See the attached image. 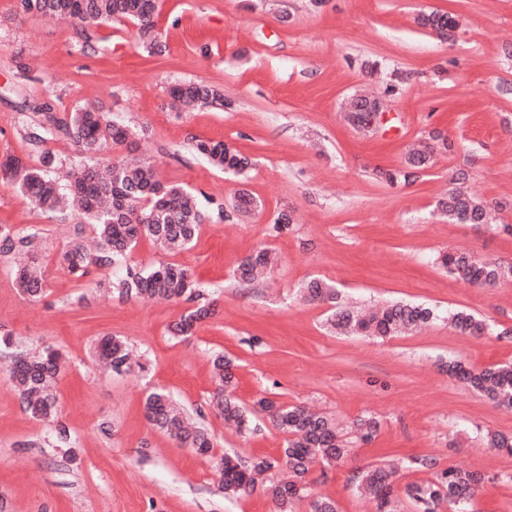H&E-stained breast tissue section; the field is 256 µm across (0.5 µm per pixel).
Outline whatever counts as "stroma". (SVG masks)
<instances>
[{
    "mask_svg": "<svg viewBox=\"0 0 512 512\" xmlns=\"http://www.w3.org/2000/svg\"><path fill=\"white\" fill-rule=\"evenodd\" d=\"M422 11L453 15L451 38L420 28ZM156 29L158 55L129 21L105 29L107 50L84 52L79 26L0 0V156L32 154L22 128L30 106L71 112L94 103L131 128L136 157L165 182L228 209L242 188L258 202L249 216L205 222L182 252L147 238L133 249L131 262L141 267H189L214 302L212 318L176 337L170 327L190 302L119 296L108 284L123 272L112 267L73 277L62 254L76 236H91V226L75 212H42L0 182V224L38 229L34 253L45 276L44 296L23 299L0 256V360L47 346L66 358L53 386L57 415L46 421L25 413L0 369V512H275L263 490L224 492V454L276 456L285 436L263 414L253 431L225 427L208 404L215 352L234 361L245 404L267 395L343 425L379 420L373 442L310 473L315 493L333 499L337 512H376L348 480L354 467L387 462L398 485L429 481L431 471L410 468L415 457L481 472L476 512H512V456L483 442L490 431L512 434V409L441 368L451 360L512 363V282L480 287L435 262L440 252L464 250L512 263V0H158ZM184 80L216 86L230 108L173 105L167 90ZM369 92L387 101L386 119L360 132L344 106ZM435 129L451 142L448 154L412 183L379 178ZM199 139L225 141L251 158L246 177L195 153ZM459 172L478 198L505 202L496 224L434 215ZM282 212L293 222L273 232ZM261 245L277 265L256 286H239L234 268ZM314 277L350 303L462 308L488 329L463 336L436 320L382 343L339 335L326 323L330 304L298 293ZM105 336L131 344L137 366L101 369L92 349ZM156 390L208 429L210 456L152 428L144 402ZM61 426L69 444L57 439Z\"/></svg>",
    "mask_w": 512,
    "mask_h": 512,
    "instance_id": "1",
    "label": "stroma"
}]
</instances>
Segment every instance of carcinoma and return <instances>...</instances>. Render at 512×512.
<instances>
[{
  "label": "carcinoma",
  "instance_id": "carcinoma-1",
  "mask_svg": "<svg viewBox=\"0 0 512 512\" xmlns=\"http://www.w3.org/2000/svg\"><path fill=\"white\" fill-rule=\"evenodd\" d=\"M21 7L45 19H71L81 27V49L92 48L95 30L112 21H131L138 27L140 39L156 53L161 43L155 31L156 0H21ZM418 24L445 37L456 28L453 16L444 12L422 13ZM177 105L200 104L222 109L224 95L216 87L203 81H183L169 89ZM28 142L38 148L37 162L9 155L0 163V179L27 196L39 209L57 213L64 201H71L85 223L92 224L97 234L95 251H88L76 241L65 252L64 262L70 273L83 277L92 266L126 267V278L118 283L119 294L170 300L185 297L201 304L187 316L174 323L171 331L179 336L189 335L194 323L214 314L212 303L203 300V291L188 268L177 263H160L145 271L127 266L128 255L137 241L147 236L161 248L179 252L186 249L199 233L207 218L216 222L230 219L221 204L210 212L202 209L200 199L180 185L165 184L153 166L146 162L112 161L103 164L95 157L101 145L114 148L130 147L132 133L127 126L108 117L100 108L79 109L74 112H55L51 105L42 103L32 107V113L23 124ZM66 139L85 155L84 163L69 178L61 182L53 177L56 156L49 144ZM433 143L411 149L402 168L381 171L385 181L408 183L434 164L436 151L448 150L450 145L439 133L429 134ZM194 151L205 157L216 168L227 174L240 175L252 161L239 150L221 140H197ZM464 173L453 179V185L436 203L437 211L448 221L464 224H490L493 211L503 208L500 203L489 204L477 199L461 187ZM258 207L247 190L237 193L234 211L248 214ZM37 235L32 228L23 233L8 224H0V255L19 259L15 265V280L19 292L31 301L44 294V280L38 267L27 259L29 248ZM275 259L267 248H259L238 264L234 277L242 284H252L272 267ZM438 262L448 272L464 281L493 287L512 279V264L482 261L470 253L443 252ZM301 292L309 302H331L336 291L324 279L313 278ZM439 314L428 307L403 302H390L371 310L337 306L331 325L348 334L386 339L406 329L420 328ZM448 323L463 335L480 336L488 325L465 310L448 311ZM98 359L116 373L124 371L129 363L127 343L117 336H105L96 347ZM61 364V354L51 348L34 356L17 355L10 370V381L17 392L24 411L34 419H49L56 411V399L51 391ZM216 389L211 404L224 422L240 429L248 427L251 410L239 399L227 394L236 385L233 365L217 353L212 357ZM448 375L464 382L477 394L498 406L512 408V366L494 365L477 370L461 361H448ZM272 424L287 435L278 457H256L251 461L237 456L222 458L221 471L224 491L237 494L252 491L259 486L258 477L280 468L288 472V479L271 481L263 486L271 497L277 512H294L296 503L309 499L310 512H337L329 498L312 492L308 474L319 462L333 466L347 459L356 443H368L377 432L379 422L365 416L352 423L346 437L336 420L314 414L301 405L279 403L267 397L256 402ZM145 415L154 428L169 434L180 445L193 448L204 455L213 448V439L207 429L195 426L162 390L151 392L145 401ZM486 444L490 448L512 455V436L489 432ZM417 467L434 470L433 478L424 483L406 486L405 496L413 512H437L439 503L448 502L452 512H472L475 496L484 481L477 471L453 467L437 468L427 458H414ZM396 471L388 465H366L352 469L350 482L367 494L375 503L377 512H400L401 498L395 487Z\"/></svg>",
  "mask_w": 512,
  "mask_h": 512
}]
</instances>
